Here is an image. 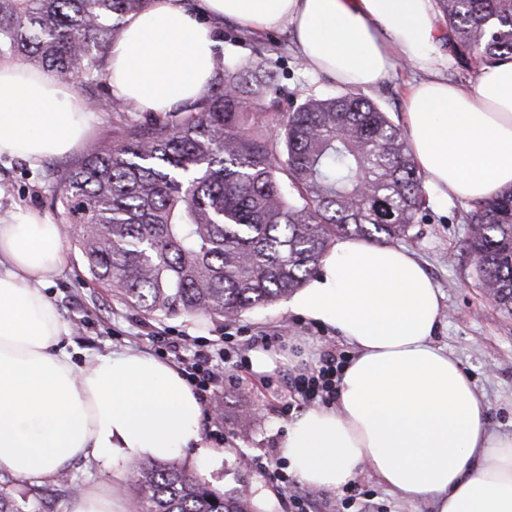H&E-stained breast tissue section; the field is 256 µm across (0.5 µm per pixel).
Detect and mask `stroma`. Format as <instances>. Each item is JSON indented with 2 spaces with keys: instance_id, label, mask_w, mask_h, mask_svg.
I'll list each match as a JSON object with an SVG mask.
<instances>
[{
  "instance_id": "obj_1",
  "label": "stroma",
  "mask_w": 512,
  "mask_h": 512,
  "mask_svg": "<svg viewBox=\"0 0 512 512\" xmlns=\"http://www.w3.org/2000/svg\"><path fill=\"white\" fill-rule=\"evenodd\" d=\"M219 29L224 42L220 58L242 66L259 58L266 43L285 42L264 103L279 102L285 111L307 94L344 89L342 83L302 64L290 29H272L255 38L244 36L230 22L220 24ZM109 95L104 87L81 92L92 121L87 139L70 153L37 164L16 156H0V221H13L29 211L54 220L48 171L69 166L92 149L111 143L116 119L103 106ZM468 208V203L455 199L430 202L425 222L414 225L401 244L421 261L442 291L436 345L448 349L473 380L491 428L512 432V314L500 310L480 286L466 251L470 227L458 218ZM62 247L67 263L47 284L46 293L70 326L72 347L84 355L131 348L155 356L160 354L152 341L156 335L181 338L190 347L204 345L214 354L223 348L225 332L235 333L242 359L222 367L224 387L218 394L222 417L219 423L202 424L206 436L223 448L224 463L220 470L201 469L197 475L228 494L248 490L258 512H294L287 492L265 466L267 459L279 458L278 442L289 423L288 416L280 411L279 396L266 386L267 377L316 365L329 349L353 356V348L335 330L288 310L282 300L249 310L233 321L221 317H145L91 280L70 238H63ZM264 336L270 339L268 353L277 359L267 375L251 366L254 342ZM93 476V470L78 461L68 470L67 483L46 484L33 494L28 483L2 478L0 488L23 502L24 512H63L66 502ZM355 482L369 491L372 512H433L427 502L413 507L404 504L369 469H360Z\"/></svg>"
}]
</instances>
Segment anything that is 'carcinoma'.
<instances>
[{
	"mask_svg": "<svg viewBox=\"0 0 512 512\" xmlns=\"http://www.w3.org/2000/svg\"><path fill=\"white\" fill-rule=\"evenodd\" d=\"M150 0H0V59L78 86L108 85L111 43ZM466 68L512 60V0H435ZM276 61L215 60L208 90L112 144L49 170L55 223L88 274L144 316L236 319L298 290L332 241L389 244L425 216L424 176L388 113L347 89L265 111ZM278 127L272 134V127ZM467 251L512 313V188L475 204ZM134 512H258L174 463L133 471Z\"/></svg>",
	"mask_w": 512,
	"mask_h": 512,
	"instance_id": "1",
	"label": "carcinoma"
}]
</instances>
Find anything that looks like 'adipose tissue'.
<instances>
[{"label": "adipose tissue", "instance_id": "adipose-tissue-1", "mask_svg": "<svg viewBox=\"0 0 512 512\" xmlns=\"http://www.w3.org/2000/svg\"><path fill=\"white\" fill-rule=\"evenodd\" d=\"M434 0H150L112 44L109 85L139 112L200 97L218 26L291 27L308 65L375 86L397 64L415 162L440 199L476 202L512 187V62L481 67L473 92L440 77ZM91 120L71 82L0 63V156L38 162L69 151ZM60 225L28 212L0 224V476L56 482L76 461L105 473L64 512H128L126 463L191 450L219 467L202 405L179 370L129 350L77 363L68 324L44 287L65 266ZM442 293L404 247L341 238L287 301L355 350L335 405L288 424L280 452L304 485L336 490L368 467L405 503L435 512H512V433L493 432L458 361L434 342Z\"/></svg>", "mask_w": 512, "mask_h": 512}]
</instances>
